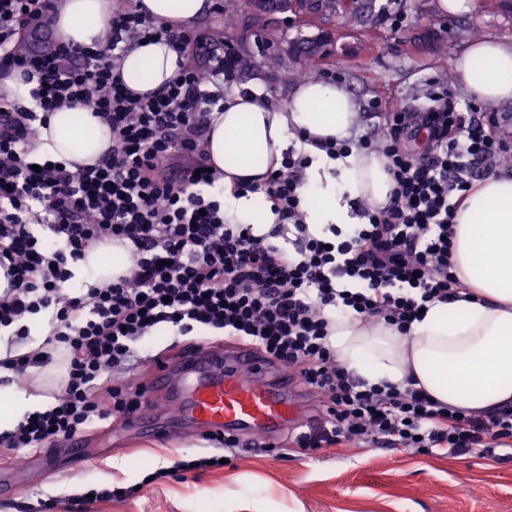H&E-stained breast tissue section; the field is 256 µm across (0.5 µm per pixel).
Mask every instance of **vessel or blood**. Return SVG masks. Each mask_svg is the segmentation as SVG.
Here are the masks:
<instances>
[{"label": "vessel or blood", "instance_id": "b4317fda", "mask_svg": "<svg viewBox=\"0 0 512 512\" xmlns=\"http://www.w3.org/2000/svg\"><path fill=\"white\" fill-rule=\"evenodd\" d=\"M293 384L287 371L252 346L224 350L206 345L151 365L146 380L149 400L135 421L151 422L163 397L171 403L169 416L176 425L235 432L261 445L299 413L291 395Z\"/></svg>", "mask_w": 512, "mask_h": 512}]
</instances>
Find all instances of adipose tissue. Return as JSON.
<instances>
[{
    "mask_svg": "<svg viewBox=\"0 0 512 512\" xmlns=\"http://www.w3.org/2000/svg\"><path fill=\"white\" fill-rule=\"evenodd\" d=\"M157 22L195 21L211 0H136ZM55 29L60 41L98 45L112 16V0H57ZM177 53L166 41L139 42L120 62L128 89L153 92L174 76ZM466 92L486 105L512 103V43L477 40L453 61ZM359 120L358 103L345 86L323 79L300 82L287 102L273 104L260 89L234 92L223 110H212L205 151L225 188L235 179L262 180L280 166L288 147L307 154L304 222L313 235L327 225L351 232L358 224L351 206L362 199L385 205L394 183L385 158L350 149L332 158L320 139H346ZM112 145L108 125L79 105L65 106L41 128L37 154L71 166L95 163ZM224 208L255 234L275 224L263 194L225 195ZM453 260L468 294L428 303L408 333L355 312H330V343L343 367L368 384L404 385L413 380L433 400L450 407L488 411L512 406V173L476 181L453 225ZM80 266L93 282L108 285L124 274L128 252L103 243L90 248ZM50 396L12 384L0 385V430L45 410Z\"/></svg>",
    "mask_w": 512,
    "mask_h": 512,
    "instance_id": "1",
    "label": "adipose tissue"
}]
</instances>
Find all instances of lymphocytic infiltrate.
I'll return each mask as SVG.
<instances>
[{"label":"lymphocytic infiltrate","mask_w":512,"mask_h":512,"mask_svg":"<svg viewBox=\"0 0 512 512\" xmlns=\"http://www.w3.org/2000/svg\"><path fill=\"white\" fill-rule=\"evenodd\" d=\"M55 0H0V74L19 71L37 82L35 108L0 98V331L23 340V320L39 315L51 330L32 352L0 361L14 376L63 361L54 403L0 433V452L55 445L94 423L127 420L144 397L116 372L135 344L164 326L180 333L221 331L245 339L323 399L317 426L295 428L302 454L325 448H413L433 454L486 457L512 447V408L478 413L433 401L414 385H367L350 375L332 349L327 309L353 310L407 332L421 308L462 291L452 261L455 214L474 181L512 157L486 106H458L451 91L431 92L428 105L394 107L382 145L324 143L327 154L350 146L379 149L394 182L387 205L357 201L363 222L343 239L311 235L301 188L307 155L291 150L263 185L225 190L204 149L212 107L223 106L220 78L234 60L200 71L190 53L206 52L201 35L155 22L125 5L99 47L36 35ZM163 38L180 56L168 85L150 96L124 84L120 61L143 39ZM81 103L112 129V147L91 166L69 170L33 163L30 143L50 112ZM262 192L278 223L271 237L232 223L224 196ZM129 245L125 275L104 287L76 290L72 266L91 245Z\"/></svg>","instance_id":"lymphocytic-infiltrate-1"}]
</instances>
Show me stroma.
<instances>
[{
    "label": "stroma",
    "instance_id": "stroma-1",
    "mask_svg": "<svg viewBox=\"0 0 512 512\" xmlns=\"http://www.w3.org/2000/svg\"><path fill=\"white\" fill-rule=\"evenodd\" d=\"M469 13L442 14L438 0H356L346 11L329 9L314 19L258 14L243 9L241 29H224L218 10L192 27L213 42L233 43L252 63L237 67L225 94L258 86L276 105L284 104L302 79L293 44L331 34L317 60L315 77L343 84L359 105L358 133L382 129L369 112L375 100L399 106L425 101L437 87L459 103L469 97L452 68L453 58L475 40L512 42V9L498 0H471ZM401 26H391L390 16ZM278 45L282 64L269 70L254 37ZM220 332L182 336L166 330L140 343L125 372L141 383L155 355L169 347L184 350L202 343L221 346ZM83 453L66 446L40 449L41 468L10 497L0 512H37L42 500L66 499L88 489L140 484L132 497L94 501L83 512H512V459L422 454L413 449L326 448L310 458L298 452L278 459L264 451L223 448L202 432L150 438L119 423L101 422L83 435ZM228 455L221 469H202L188 479L146 483L154 471L181 460Z\"/></svg>",
    "mask_w": 512,
    "mask_h": 512
}]
</instances>
